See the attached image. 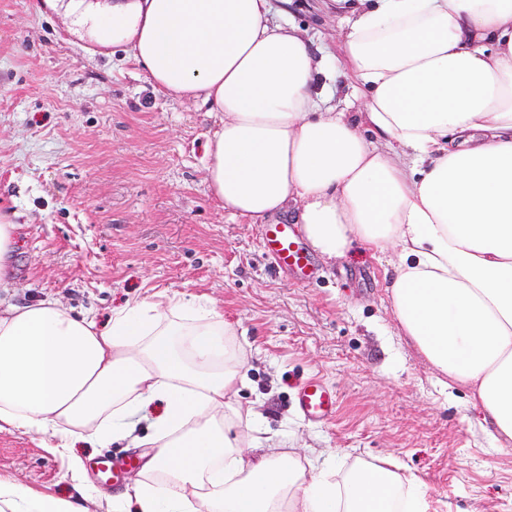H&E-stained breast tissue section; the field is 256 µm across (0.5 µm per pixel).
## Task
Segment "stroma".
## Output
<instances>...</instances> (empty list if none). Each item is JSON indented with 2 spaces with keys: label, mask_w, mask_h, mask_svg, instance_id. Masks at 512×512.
<instances>
[{
  "label": "stroma",
  "mask_w": 512,
  "mask_h": 512,
  "mask_svg": "<svg viewBox=\"0 0 512 512\" xmlns=\"http://www.w3.org/2000/svg\"><path fill=\"white\" fill-rule=\"evenodd\" d=\"M270 18L339 56L325 0H271ZM217 121L201 102L155 91L129 52L93 53L64 16L0 0V213L24 226L9 301L53 297L105 324L157 292L207 297L252 353L240 400L259 403L280 447L319 464L390 458L425 485L432 512H512V447L490 446L482 412L396 328L392 253L357 245L319 262L315 281L278 274L259 225L208 193ZM310 377L336 391L328 423L295 407ZM0 472L76 493L37 435L0 433Z\"/></svg>",
  "instance_id": "stroma-1"
}]
</instances>
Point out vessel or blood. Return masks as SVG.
<instances>
[{
	"instance_id": "b4317fda",
	"label": "vessel or blood",
	"mask_w": 512,
	"mask_h": 512,
	"mask_svg": "<svg viewBox=\"0 0 512 512\" xmlns=\"http://www.w3.org/2000/svg\"><path fill=\"white\" fill-rule=\"evenodd\" d=\"M261 235L267 257L276 270L306 279L315 276L313 261L301 241L297 225L266 224ZM297 406L305 420L325 423L336 413V394L326 383L310 379L298 391Z\"/></svg>"
}]
</instances>
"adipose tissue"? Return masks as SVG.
Listing matches in <instances>:
<instances>
[{"instance_id":"adipose-tissue-1","label":"adipose tissue","mask_w":512,"mask_h":512,"mask_svg":"<svg viewBox=\"0 0 512 512\" xmlns=\"http://www.w3.org/2000/svg\"><path fill=\"white\" fill-rule=\"evenodd\" d=\"M341 55L269 20L270 0H37L159 92L208 105L206 181L253 224L287 213L327 262L393 252L400 335L466 388L512 446V0H333ZM360 109L332 106L337 84ZM250 357L212 304L174 293L101 325L55 300H0V433L44 436L79 478L77 441L145 448L127 490L76 498L0 474V512H430L390 459L316 467L263 448L237 399ZM154 434H134L152 405Z\"/></svg>"}]
</instances>
